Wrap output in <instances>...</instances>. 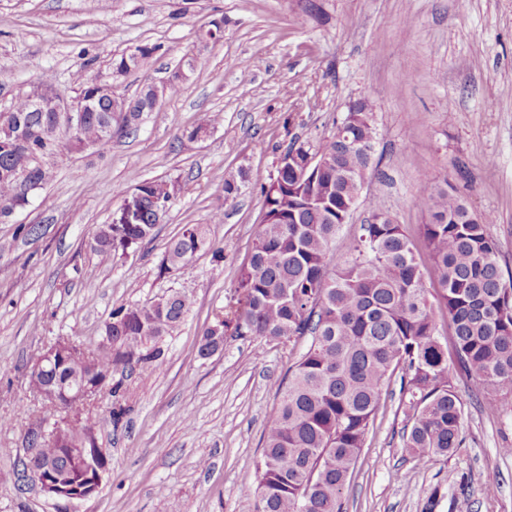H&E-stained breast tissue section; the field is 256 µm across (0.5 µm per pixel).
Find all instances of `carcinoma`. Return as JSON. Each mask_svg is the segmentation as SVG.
<instances>
[{"label": "carcinoma", "mask_w": 512, "mask_h": 512, "mask_svg": "<svg viewBox=\"0 0 512 512\" xmlns=\"http://www.w3.org/2000/svg\"><path fill=\"white\" fill-rule=\"evenodd\" d=\"M158 46H135V68L148 67ZM342 127L322 144L324 168H306L303 145H290L299 163L277 170L262 187L263 215L236 280L238 307L224 319L222 336H255L266 342L307 338L310 344L279 387V402L265 430L257 465L258 482L246 492L242 512H342V495L378 410L382 390L400 373L404 403V448L416 462L446 457L463 442V410L455 392V367L448 364L438 319L448 321L458 366L485 386V410L499 414L512 404V275L504 277L498 245L489 232L494 218L475 217L458 188L425 181L416 205L429 221L419 236L429 254L437 289L430 302L411 235L378 198L368 207L378 223L359 225L349 256L328 273L330 248L372 166L377 138L371 101H357ZM113 99L103 96L68 150L104 155L112 139L136 129L110 131ZM15 110L26 128V150L42 155L31 172L32 187L52 176L51 147L64 125L61 112H28L23 97ZM217 118L200 115L183 131L191 141ZM29 155L0 151V204L19 198L1 171L24 167ZM307 170L306 178L298 172ZM147 219L143 224H100L89 236L90 251L103 261L119 249L153 234L156 211L173 186L144 180ZM217 260L222 249L208 224H187L166 246L159 274L181 268L199 252ZM186 300L173 293L142 307L112 311V348L74 347L62 372L49 380L97 370L93 381L122 366L134 368L163 354L159 339L180 325ZM90 418L68 430L72 448L86 445ZM61 485L74 492L90 483L79 466L58 468Z\"/></svg>", "instance_id": "obj_1"}]
</instances>
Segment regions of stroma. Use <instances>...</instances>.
Segmentation results:
<instances>
[{
	"label": "stroma",
	"instance_id": "35a3bbf8",
	"mask_svg": "<svg viewBox=\"0 0 512 512\" xmlns=\"http://www.w3.org/2000/svg\"><path fill=\"white\" fill-rule=\"evenodd\" d=\"M223 19L220 41L199 34ZM150 43L148 70L121 78L132 99L162 85L186 57L207 68L143 113L104 156L62 154L24 208L0 220V512H238L257 483L262 436L279 382L302 340L227 337L204 358V330L237 305L238 268L263 213L261 188L292 141L319 148L350 104L372 101L377 126L365 195L410 234L429 217L414 204L424 180L448 181L469 208L496 218L490 233L512 272V0H0V110L43 72L74 96L73 76L107 71L112 56ZM307 93L298 96L297 85ZM221 124L191 143L199 113ZM240 190L224 198V180ZM172 181L151 238L100 263L86 241L120 216L116 187ZM222 223H212L215 211ZM207 224L222 260L198 253L159 275L165 245ZM187 300L163 357L114 371L87 403L108 456L99 490L46 497L19 478L28 436L54 411L28 389L30 362L58 338L95 345L113 309ZM463 444L417 463L400 435V380L385 388L348 486L343 512H512V412L485 410V389L458 374ZM499 491L486 497L483 487Z\"/></svg>",
	"mask_w": 512,
	"mask_h": 512
}]
</instances>
